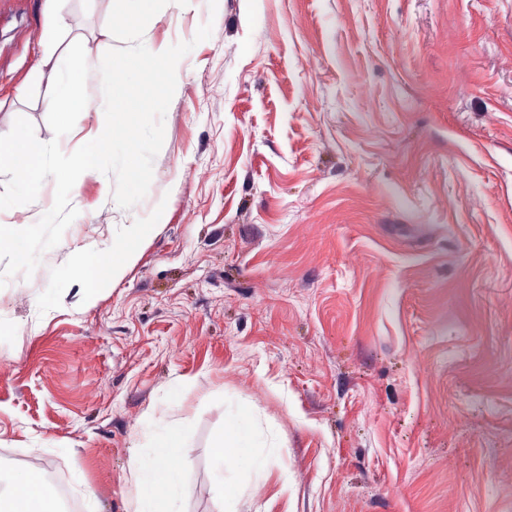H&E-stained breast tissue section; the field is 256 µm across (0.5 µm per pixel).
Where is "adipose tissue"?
I'll return each mask as SVG.
<instances>
[{
  "instance_id": "1",
  "label": "adipose tissue",
  "mask_w": 512,
  "mask_h": 512,
  "mask_svg": "<svg viewBox=\"0 0 512 512\" xmlns=\"http://www.w3.org/2000/svg\"><path fill=\"white\" fill-rule=\"evenodd\" d=\"M44 65L38 79L45 82L49 102L60 123H67L74 111L91 109L87 80L98 67L95 59L88 55L75 59L63 52L46 58ZM178 431L175 424L160 431L154 449L135 461L133 512H170V502L186 494L180 474L162 462L163 455L177 447ZM252 446L245 423H238L236 431L217 445L213 458L216 480H223L224 468L231 462L246 469L259 467L261 460L253 453ZM56 503L53 487L41 469L31 465L12 480L8 497H0V512H55Z\"/></svg>"
}]
</instances>
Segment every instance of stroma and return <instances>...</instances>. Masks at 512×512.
Returning a JSON list of instances; mask_svg holds the SVG:
<instances>
[{
	"label": "stroma",
	"mask_w": 512,
	"mask_h": 512,
	"mask_svg": "<svg viewBox=\"0 0 512 512\" xmlns=\"http://www.w3.org/2000/svg\"><path fill=\"white\" fill-rule=\"evenodd\" d=\"M112 6L0 0V135L54 140L50 17L100 57ZM190 40L147 195L79 177L0 287V461L131 512L178 421L179 512H512V0H170L143 34ZM243 416L263 464L216 489ZM88 254L82 253L78 255L68 272L64 273V277H69L72 274L82 275L87 284V288L93 289L97 288V279L94 276L96 257L89 256Z\"/></svg>",
	"instance_id": "obj_1"
}]
</instances>
